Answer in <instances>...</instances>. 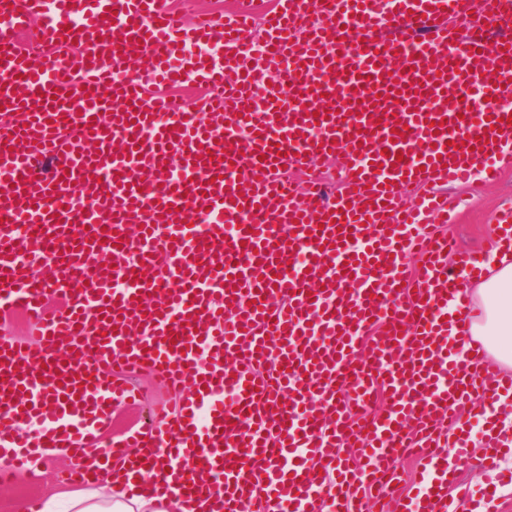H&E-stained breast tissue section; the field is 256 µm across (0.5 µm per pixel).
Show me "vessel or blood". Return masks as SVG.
<instances>
[{"label": "vessel or blood", "instance_id": "vessel-or-blood-1", "mask_svg": "<svg viewBox=\"0 0 512 512\" xmlns=\"http://www.w3.org/2000/svg\"><path fill=\"white\" fill-rule=\"evenodd\" d=\"M509 149L512 0H276L190 27L171 0H0V310L29 323L0 337V479L92 457L148 369L175 399L100 451L177 472L157 492L178 512L214 488L222 512H373L405 456L398 512H448L458 463L502 451L512 372L471 371L482 346L454 331L483 268L442 229L445 188L496 181ZM337 154L336 195L298 198L286 171Z\"/></svg>", "mask_w": 512, "mask_h": 512}]
</instances>
